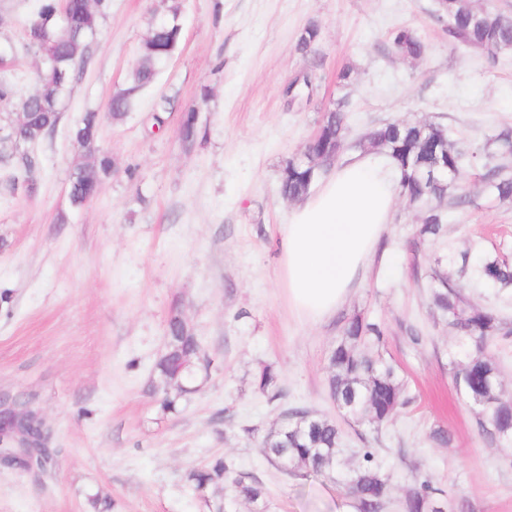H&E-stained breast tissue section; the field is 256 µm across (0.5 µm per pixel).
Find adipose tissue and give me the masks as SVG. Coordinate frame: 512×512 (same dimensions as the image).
<instances>
[{
  "label": "adipose tissue",
  "instance_id": "1",
  "mask_svg": "<svg viewBox=\"0 0 512 512\" xmlns=\"http://www.w3.org/2000/svg\"><path fill=\"white\" fill-rule=\"evenodd\" d=\"M398 196L393 167L368 158L339 164L293 210L281 239L288 302L305 321L333 315L363 278Z\"/></svg>",
  "mask_w": 512,
  "mask_h": 512
}]
</instances>
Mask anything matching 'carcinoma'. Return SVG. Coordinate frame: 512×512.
Segmentation results:
<instances>
[{"instance_id":"cac0c4a2","label":"carcinoma","mask_w":512,"mask_h":512,"mask_svg":"<svg viewBox=\"0 0 512 512\" xmlns=\"http://www.w3.org/2000/svg\"><path fill=\"white\" fill-rule=\"evenodd\" d=\"M109 7L108 0H41L36 15L25 26L23 48L40 56L42 67L36 87L29 95H20L5 76H0V191L11 195L23 189L31 170L38 168L32 147L53 132L62 119V105L71 86L91 59L90 44L99 32ZM439 17L448 23V35L471 47L496 54L512 50V15L477 10L472 0H440ZM181 4L175 0L168 15L156 22L142 41L139 59L128 86L114 94L108 104L112 117L121 120L136 97L149 87L157 75V65L169 60L181 39ZM396 51L418 58L425 44L409 28L391 33ZM197 109L186 113L180 138L193 144L199 135ZM318 128L322 137L309 148L289 159L282 168L279 191L290 200L306 197L340 159L348 130L343 103L324 113ZM99 122L94 111L85 113L73 130L77 145L92 157L78 165L69 180L72 206H83L97 196L112 173V156L98 146ZM365 153H381L392 159L399 171L400 193L420 205L423 217L419 235L435 240L444 234L448 212L469 203L456 177L465 163L487 168L484 180L503 201L512 200V174L507 165L496 163L512 151V131L502 130L495 138L472 150L456 147L441 126L386 120L375 124L360 142ZM446 261L458 266L460 278L485 288L512 286V264L488 255L474 257L468 252L450 255ZM432 305L455 331L463 359L457 364L455 381L468 403L476 409L478 425L489 439L512 444V395H505L497 364L487 356L486 346L511 331L493 313L466 304L459 285L445 271H438L430 283ZM377 323L356 314L344 325L343 336L329 356L330 396L344 417L357 427L381 431L400 409L410 404L404 384L393 364L366 351L369 343L383 339ZM202 351L192 328L178 314L167 325V345L155 369L165 387L162 408L175 409L180 397L197 389L202 366L180 369L185 357L197 359ZM285 422L269 433L263 442L267 461L284 463L285 474L305 471L329 476L342 466L338 457L343 432L333 420L311 411L293 407L282 413ZM235 464L217 457L206 467L190 473L195 493L202 496L211 485L230 482V491L252 503L264 501L266 491L253 475L234 473ZM345 480L356 512H385L390 503L391 477L374 462L367 448L363 463L348 469ZM438 489L427 480L413 479L403 512H444L435 495Z\"/></svg>"}]
</instances>
